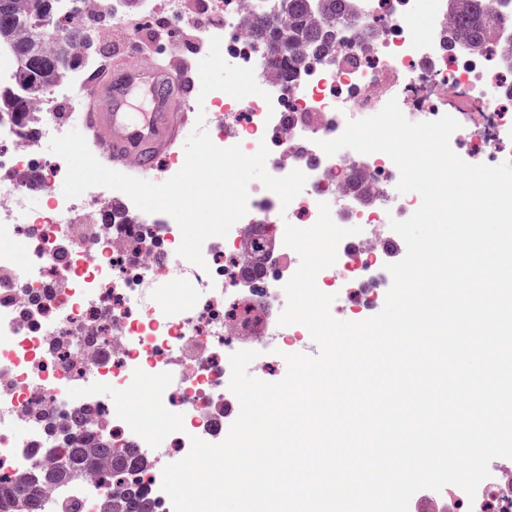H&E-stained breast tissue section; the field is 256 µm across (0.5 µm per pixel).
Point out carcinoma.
<instances>
[{
  "mask_svg": "<svg viewBox=\"0 0 512 512\" xmlns=\"http://www.w3.org/2000/svg\"><path fill=\"white\" fill-rule=\"evenodd\" d=\"M308 2L279 0L277 12L251 18V37L267 49L265 67L288 82L296 77L303 56L323 57L331 51L336 21L353 13L355 0H318L315 10L309 9ZM449 12L451 39L476 50L483 49L487 32L509 15L486 12L483 0H451ZM46 14L53 15L57 26H39ZM87 38L89 32L66 16L63 0H0V47L10 48L18 79L15 90L0 91V115L9 114L15 123L29 127L32 101L42 95V88H50L82 66L78 47ZM58 441L65 444L62 461L36 470L25 480L0 484V512H41L39 489L58 486L69 473L81 478L100 468L107 479L118 477L124 485L121 495L106 501L105 512H154L144 487L134 480L143 464L133 451L118 452L110 444L95 441L81 432L78 423Z\"/></svg>",
  "mask_w": 512,
  "mask_h": 512,
  "instance_id": "carcinoma-1",
  "label": "carcinoma"
}]
</instances>
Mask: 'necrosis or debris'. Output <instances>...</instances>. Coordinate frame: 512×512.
Instances as JSON below:
<instances>
[{"label": "necrosis or debris", "instance_id": "necrosis-or-debris-1", "mask_svg": "<svg viewBox=\"0 0 512 512\" xmlns=\"http://www.w3.org/2000/svg\"><path fill=\"white\" fill-rule=\"evenodd\" d=\"M366 26L341 22L340 58L303 61L292 82L262 66L263 49L245 35L250 11L242 0H207L201 41L220 37L230 64L253 68L263 96L241 102L212 92L215 110L206 128L219 147L241 145L255 153L266 145L270 172L281 177L302 171V192L282 206L263 187H249L248 210L223 238L203 246L205 267L178 256L180 230L172 217L154 224L100 221L107 194L69 199L52 188L56 171L39 166L42 146L66 134L53 114L54 100L39 99L31 118L34 134L10 119L0 120V481H14L48 464L51 443L43 425L54 414L59 430L81 423L86 434L127 445L145 460L142 483L162 512H174L162 488V464L183 459L192 438L225 439L236 397L229 389L230 357L253 349L256 378L285 355L305 352V326H279L286 306L284 286L300 257L284 245L287 217L313 226L320 203L336 224H357V243L344 240L336 263L322 270L318 288L333 295L334 316L373 310L377 295H356L383 265L391 242V220L408 219L413 198L390 193L398 169L384 153L345 148L326 155L319 143L339 137L354 113L379 112L397 99L412 122L454 116L460 129L450 138L475 146L473 161L497 164L512 148V77L499 52L451 53L440 36L449 13L437 8L433 36L417 35L412 21L418 0H359ZM47 192L42 210L23 200L32 172ZM267 237L279 244L277 272L260 288H234L251 262L250 242ZM27 246L24 265L12 250ZM190 283L193 301L174 309L162 303L169 288ZM154 379L157 416L174 417V447H157L147 423L127 412L133 382ZM475 496L448 485L431 492L435 501L454 499L456 512H512V462L498 457Z\"/></svg>", "mask_w": 512, "mask_h": 512}]
</instances>
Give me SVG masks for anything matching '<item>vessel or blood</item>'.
<instances>
[{"label":"vessel or blood","instance_id":"vessel-or-blood-1","mask_svg":"<svg viewBox=\"0 0 512 512\" xmlns=\"http://www.w3.org/2000/svg\"><path fill=\"white\" fill-rule=\"evenodd\" d=\"M193 86L183 60L144 67L127 64L92 89L90 107L79 122L109 168L150 172L177 142L180 127L194 111ZM139 90L149 94L152 104L143 118L127 109L130 94Z\"/></svg>","mask_w":512,"mask_h":512}]
</instances>
